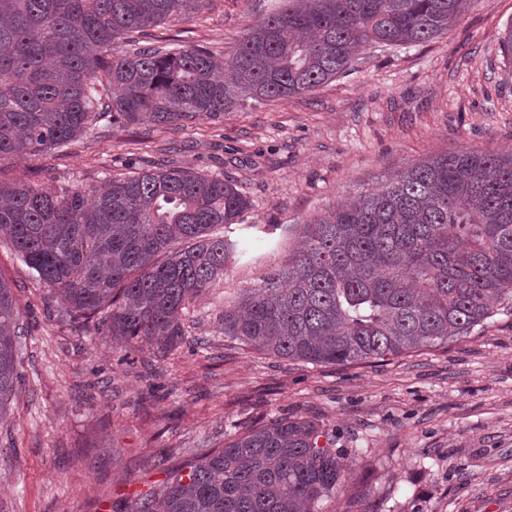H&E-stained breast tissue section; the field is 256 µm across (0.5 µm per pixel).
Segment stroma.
Returning <instances> with one entry per match:
<instances>
[{
	"instance_id": "obj_1",
	"label": "stroma",
	"mask_w": 512,
	"mask_h": 512,
	"mask_svg": "<svg viewBox=\"0 0 512 512\" xmlns=\"http://www.w3.org/2000/svg\"><path fill=\"white\" fill-rule=\"evenodd\" d=\"M275 2L208 0L154 34L228 60ZM510 23L512 0H474L447 33L373 49L310 93L179 128L105 119L64 149L0 161V181L49 189L176 167L230 180L252 204L232 228L245 255L164 357L58 322L0 241V278L27 325L0 423V512H132L233 436L295 417L333 435L345 468L324 512H512V308L448 347L348 365L277 359L217 329L225 300L284 263L307 219L435 156L512 152V61L499 47Z\"/></svg>"
}]
</instances>
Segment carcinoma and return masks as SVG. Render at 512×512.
Listing matches in <instances>:
<instances>
[{
	"instance_id": "carcinoma-1",
	"label": "carcinoma",
	"mask_w": 512,
	"mask_h": 512,
	"mask_svg": "<svg viewBox=\"0 0 512 512\" xmlns=\"http://www.w3.org/2000/svg\"><path fill=\"white\" fill-rule=\"evenodd\" d=\"M475 0H281L229 67L207 49L146 44L207 0H0V160L63 148L97 127L183 126L244 100L301 95L371 46L448 31ZM132 46L125 51L119 42ZM251 208L237 187L153 168L102 189L0 182V233L76 329L181 346L189 304L224 279ZM512 300V153L405 167L303 224L288 261L240 290L220 329L312 365L444 348ZM20 309L0 278V421L20 382ZM330 435L303 417L248 430L145 494L135 512H317L342 483Z\"/></svg>"
}]
</instances>
